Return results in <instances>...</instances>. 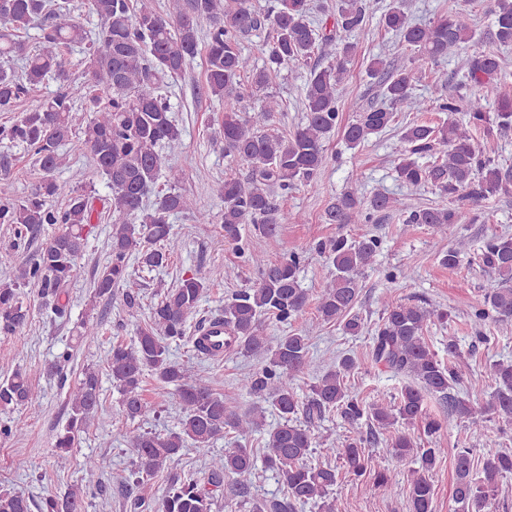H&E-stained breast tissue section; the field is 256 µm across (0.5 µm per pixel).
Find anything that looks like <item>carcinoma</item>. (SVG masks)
Returning a JSON list of instances; mask_svg holds the SVG:
<instances>
[{
  "mask_svg": "<svg viewBox=\"0 0 512 512\" xmlns=\"http://www.w3.org/2000/svg\"><path fill=\"white\" fill-rule=\"evenodd\" d=\"M89 10L100 26L86 28L74 15L70 0H0V112H12L48 81L56 91L8 125L0 126V140L22 145L33 152L43 177L30 194L16 198L13 181L0 176V224L14 225V235L23 241L34 237L44 224H58L59 232L17 271L13 279L0 281V336H12L28 325L29 312L21 301L20 288L39 287L53 299L52 312L66 314L65 287L75 275L87 234L95 216L96 196L60 182L56 171L66 164L65 144L90 152L97 172L106 180L111 195L105 199L112 212L110 261L94 280L93 298H112V288L128 277V263L137 256L147 267L167 260L161 247L170 232L169 217L189 212L196 223L211 224L210 211L197 207L181 189L184 173L171 163L181 147V130L167 95V80L182 75L204 44L206 69L202 89L220 100L242 98L270 84L273 74L286 65H306L320 44L336 41V62L314 67L304 84L305 122L289 133L266 130L271 114L281 104L273 95L258 99L253 115L243 116L234 108L214 129L213 140L224 146V154L253 166L245 179L224 177L221 196L224 211L220 223L224 242L235 246L244 262L261 272L259 281L236 291L224 302V349L246 356L266 357V364L240 379L247 394L270 403L280 422L263 430L265 411L256 407L239 414L229 409L224 397L192 370L169 357V344L185 335L187 320L221 272L196 271L180 279L154 304L149 323L137 329L130 345L117 343L108 352L106 364L112 384L122 396L126 417L134 421L154 412L142 394L145 371L173 386L172 395L181 410L180 430L161 437L137 431L127 442L133 457V485L139 494L129 497L130 512H211L216 492L224 490V477L240 487L256 475L257 464L275 474L283 496L255 504L252 512H298L315 504L323 512H335L328 500L336 485V469L314 465L309 456L316 437L307 419L337 412L350 425L365 419L381 428L418 424L432 439L442 428L428 410L427 398L437 397L448 406V414L463 421L491 423L501 434L512 426V362L489 366L492 391L484 397L460 396L464 371L454 362L459 357L455 341H448V364L430 348L425 329L431 319L443 321L448 314L415 303L387 306L373 329L369 353L377 364L395 374L407 375L414 384L386 402H366L351 390L346 378L356 365L343 354L334 365L317 373L310 355V337L292 330L269 346L263 336L265 320L290 323L309 305V294L300 287L297 273L300 256L293 254L273 267H265L261 255L243 240L245 224H257L261 235L274 236L288 214L276 203L275 190H286L298 182L311 184L327 164L325 144L341 136L346 146L356 148L395 123L399 112H444L448 118L437 125L413 121L403 127L407 154L395 166L405 185L435 189L440 201L407 212L405 224H475L481 215L477 206L492 197L512 192V168L505 169L480 151L475 135L486 138L512 132V97L495 93L492 80L501 71V60L493 51L461 55V47L474 39L470 15L450 12L428 24H413L400 0L385 9L378 0H336L331 24L311 19V0H278L268 11H258L250 0H170L169 16L161 15L152 0H89ZM380 13L379 23L399 42L414 51L413 62L436 64L451 55L458 57V73L473 87L485 90L469 100L466 110L453 98L431 106L413 93V70L388 69L379 57L370 59L368 70L382 74L383 103L343 123L339 87L350 72L367 22ZM493 37L502 46H512V0H494ZM208 22L201 31L200 22ZM39 29L33 48L22 31ZM269 27L272 38L262 48L263 66L244 54L241 43L253 33ZM88 46L85 80L78 81L63 60V51ZM20 59L19 71L7 63ZM90 112L85 119L82 113ZM167 189L157 192L152 205L146 198L159 177ZM56 199L64 201L57 207ZM400 210L399 200L376 192L364 199L348 191L325 210L330 224H368L374 214ZM381 247L376 236L350 240L344 236L314 251L323 255L334 272L318 296L317 312L325 322H335L347 334L364 328L352 313L361 290L362 271L374 261ZM477 262L498 276L470 305L469 316L478 337L493 325L507 331L512 326V236L493 234L476 256ZM221 347L206 340L196 343L205 357L220 355ZM313 375L309 393L302 396L294 386L301 375ZM99 373L86 368L70 395L65 426L57 432V456L78 445L81 433L100 405ZM31 383L21 370L0 380V408L32 401ZM231 428L240 436L264 431V452L257 457L249 448H227L214 455L204 470L180 476L170 466L180 451L191 444L198 449ZM346 471L356 477L371 472L374 484L388 489L393 483L390 469L372 471V456L364 439L354 438L339 448H325ZM443 449L424 448L410 434L397 432L386 442L382 456L400 464L417 461L411 470L408 498L412 512H433L434 488L429 473ZM455 512H496V497L504 479L512 474V452L490 450L475 459L469 448L455 455ZM167 473L161 495L145 494L144 479ZM87 492L71 487L62 495L41 501V512H84ZM0 512H31L29 498L0 489Z\"/></svg>",
  "mask_w": 512,
  "mask_h": 512,
  "instance_id": "obj_1",
  "label": "carcinoma"
}]
</instances>
